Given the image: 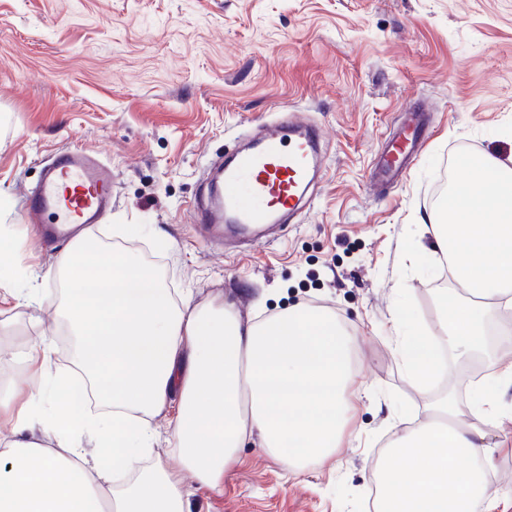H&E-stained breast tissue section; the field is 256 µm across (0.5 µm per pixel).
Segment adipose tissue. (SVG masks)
<instances>
[{
    "label": "adipose tissue",
    "instance_id": "ef3b65f1",
    "mask_svg": "<svg viewBox=\"0 0 512 512\" xmlns=\"http://www.w3.org/2000/svg\"><path fill=\"white\" fill-rule=\"evenodd\" d=\"M451 224L430 233L467 294L442 309V329L421 338L403 317L399 356L406 381L424 387L443 368L447 346L481 347L489 306L512 310V156L478 157L450 191ZM74 338L70 360L86 390L55 369L51 343L28 347L27 381L0 393V512H185L187 491L155 456L150 417L180 405L168 427L184 468L213 489L252 437L297 470L338 447L357 369L347 332L313 306L297 304L253 322L234 304L193 307L174 300L133 253L103 246L81 230L52 269ZM512 361L497 360L492 384L470 392L475 421L456 417L452 399L437 420H421L391 441L380 462L373 512H475L479 502L512 512V490L494 487L487 426H500V391Z\"/></svg>",
    "mask_w": 512,
    "mask_h": 512
}]
</instances>
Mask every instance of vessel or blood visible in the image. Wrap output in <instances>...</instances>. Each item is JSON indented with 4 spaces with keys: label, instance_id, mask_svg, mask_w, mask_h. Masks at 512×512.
Here are the masks:
<instances>
[{
    "label": "vessel or blood",
    "instance_id": "b4317fda",
    "mask_svg": "<svg viewBox=\"0 0 512 512\" xmlns=\"http://www.w3.org/2000/svg\"><path fill=\"white\" fill-rule=\"evenodd\" d=\"M419 115L384 151L376 166L380 183L401 182L422 150ZM320 130L296 114L284 113L268 126L265 140L239 152L212 185L211 202L197 208L199 224H271L299 209L305 201L310 173L317 165ZM112 168L97 155L64 150L45 167L39 189L26 194L27 216L45 241L68 238L74 224H99L112 208Z\"/></svg>",
    "mask_w": 512,
    "mask_h": 512
}]
</instances>
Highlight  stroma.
I'll use <instances>...</instances> for the list:
<instances>
[{
	"instance_id": "1",
	"label": "stroma",
	"mask_w": 512,
	"mask_h": 512,
	"mask_svg": "<svg viewBox=\"0 0 512 512\" xmlns=\"http://www.w3.org/2000/svg\"><path fill=\"white\" fill-rule=\"evenodd\" d=\"M415 104L423 153L404 181L376 184V158ZM285 112L323 131L306 208L242 240L196 224L206 169ZM66 148L111 164L100 232L127 225L123 249L177 300L228 301L245 320L308 304L352 339L363 393L335 454L291 472L241 449L218 489L192 488L189 512H368L399 422L431 417L438 394L407 385L394 312L432 335L441 298L466 294L436 285L433 189L460 155H512V0H0V225L12 230L0 250L46 296L0 302L6 379L36 336L69 363L60 285L45 274L69 242L42 244L22 206Z\"/></svg>"
}]
</instances>
